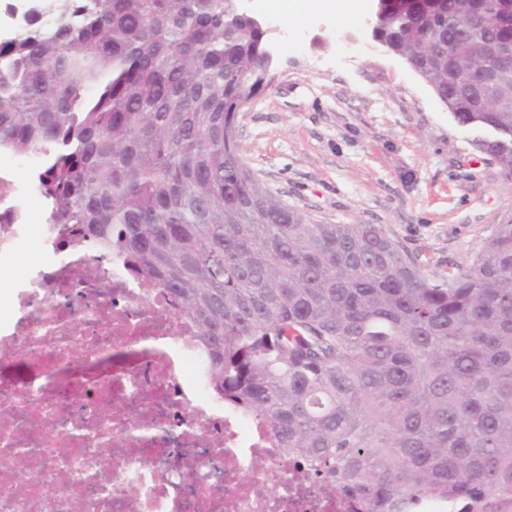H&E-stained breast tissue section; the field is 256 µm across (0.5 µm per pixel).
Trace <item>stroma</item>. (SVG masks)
<instances>
[{
    "label": "stroma",
    "instance_id": "35a3bbf8",
    "mask_svg": "<svg viewBox=\"0 0 512 512\" xmlns=\"http://www.w3.org/2000/svg\"><path fill=\"white\" fill-rule=\"evenodd\" d=\"M372 0L348 42L335 21L278 24L275 79L238 113L246 165L319 224H376L429 278L469 267L512 213V184L476 153L472 130L370 38Z\"/></svg>",
    "mask_w": 512,
    "mask_h": 512
}]
</instances>
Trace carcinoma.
Here are the masks:
<instances>
[{
	"instance_id": "carcinoma-1",
	"label": "carcinoma",
	"mask_w": 512,
	"mask_h": 512,
	"mask_svg": "<svg viewBox=\"0 0 512 512\" xmlns=\"http://www.w3.org/2000/svg\"><path fill=\"white\" fill-rule=\"evenodd\" d=\"M429 31L419 77L512 182V67L492 112L455 95L486 63L474 42L512 46V0H379L387 52ZM270 49L234 0H39L0 40V152L39 153L54 223L181 302L213 392L307 479L356 512H512V215L429 279L380 226L273 198L235 135Z\"/></svg>"
}]
</instances>
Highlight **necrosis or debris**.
I'll return each mask as SVG.
<instances>
[{
  "label": "necrosis or debris",
  "mask_w": 512,
  "mask_h": 512,
  "mask_svg": "<svg viewBox=\"0 0 512 512\" xmlns=\"http://www.w3.org/2000/svg\"><path fill=\"white\" fill-rule=\"evenodd\" d=\"M37 155L0 153V272L34 241L38 263L0 289V374L18 363L45 386L0 382V512H353L297 474L254 420L208 388L195 325L120 259L90 252L67 224L34 228ZM260 471H251L254 458Z\"/></svg>",
  "instance_id": "obj_1"
}]
</instances>
